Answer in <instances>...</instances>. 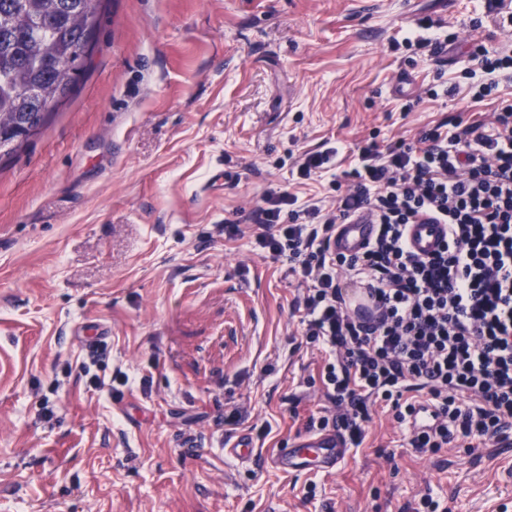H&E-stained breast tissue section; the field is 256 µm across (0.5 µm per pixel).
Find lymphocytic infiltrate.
<instances>
[{
  "mask_svg": "<svg viewBox=\"0 0 512 512\" xmlns=\"http://www.w3.org/2000/svg\"><path fill=\"white\" fill-rule=\"evenodd\" d=\"M482 74L476 102L512 79V53L473 44ZM334 210L270 193L252 215L257 245L288 260L304 287L294 312L306 344L326 354L322 382L334 417L353 447L366 439L374 406L389 407L415 454L450 444L466 449L512 435V100L491 121L448 131L421 130L415 141L362 147ZM368 213L379 226L358 255L332 251L336 225ZM431 216L448 236L430 257L412 254L409 224ZM371 282L377 323L343 307V278Z\"/></svg>",
  "mask_w": 512,
  "mask_h": 512,
  "instance_id": "obj_1",
  "label": "lymphocytic infiltrate"
}]
</instances>
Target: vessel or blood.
<instances>
[{
	"label": "vessel or blood",
	"mask_w": 512,
	"mask_h": 512,
	"mask_svg": "<svg viewBox=\"0 0 512 512\" xmlns=\"http://www.w3.org/2000/svg\"><path fill=\"white\" fill-rule=\"evenodd\" d=\"M377 232L378 227L372 219L364 215L356 216L348 223L337 225L331 248L340 254L362 253L373 242ZM447 234L446 225L421 220L408 225L407 245L411 252L425 257L437 250ZM344 305L352 318L360 322H376L380 315L376 294L366 283L354 286L345 295ZM348 446V439L340 429H316L289 447L280 449L274 463L286 472L331 473L345 460ZM224 453L242 461L251 460L255 455L253 440L246 435L227 439Z\"/></svg>",
	"instance_id": "1"
}]
</instances>
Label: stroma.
Masks as SVG:
<instances>
[{
  "label": "stroma",
  "instance_id": "stroma-1",
  "mask_svg": "<svg viewBox=\"0 0 512 512\" xmlns=\"http://www.w3.org/2000/svg\"><path fill=\"white\" fill-rule=\"evenodd\" d=\"M426 17L439 57L391 48ZM476 41L512 50L485 0H102L78 88L0 159V512H403L427 493L512 512V452L413 454L379 407L336 472L276 468L329 406L325 356L288 263L222 230L274 191L333 202L298 178L303 151L341 147L347 170L366 143L491 118L512 80L472 101ZM440 80L454 94L428 96ZM92 322L101 389L81 369ZM239 434L257 457L225 455Z\"/></svg>",
  "mask_w": 512,
  "mask_h": 512
}]
</instances>
